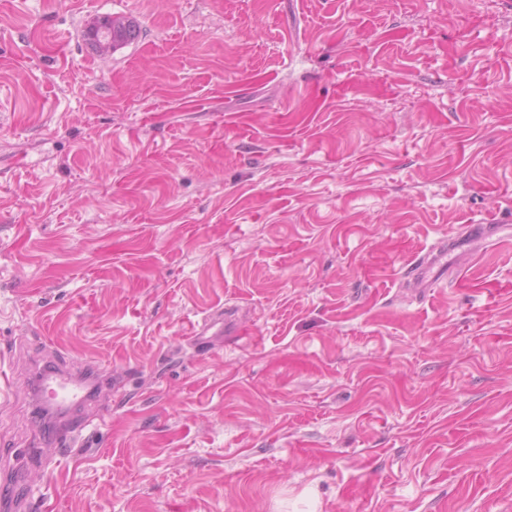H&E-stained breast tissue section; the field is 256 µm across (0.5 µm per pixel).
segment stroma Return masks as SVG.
Returning <instances> with one entry per match:
<instances>
[{
  "label": "stroma",
  "mask_w": 512,
  "mask_h": 512,
  "mask_svg": "<svg viewBox=\"0 0 512 512\" xmlns=\"http://www.w3.org/2000/svg\"><path fill=\"white\" fill-rule=\"evenodd\" d=\"M511 219L506 0H0V476L102 363L26 512H512ZM446 254V243L435 244L430 251L423 255L415 256L407 265L402 276V285L413 288L418 295L431 282L438 279L443 273L444 264L440 261ZM437 270L433 273V269ZM35 386L39 392L40 405L61 414L88 398L83 378L67 368L41 372Z\"/></svg>",
  "instance_id": "1"
}]
</instances>
